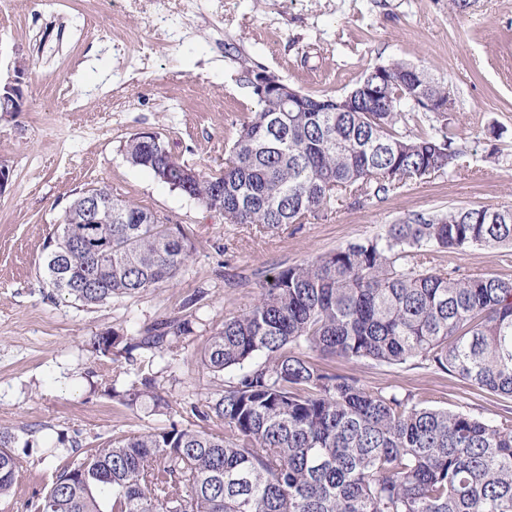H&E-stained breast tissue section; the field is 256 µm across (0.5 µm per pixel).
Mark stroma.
Listing matches in <instances>:
<instances>
[{"label":"stroma","mask_w":512,"mask_h":512,"mask_svg":"<svg viewBox=\"0 0 512 512\" xmlns=\"http://www.w3.org/2000/svg\"><path fill=\"white\" fill-rule=\"evenodd\" d=\"M469 2L460 11L448 0H56L40 15L34 0H14L0 19V83L17 78L19 63L27 70L23 110L0 112V164L12 173L0 194V429L34 430L36 445L15 446L19 477L0 512H28L61 462L58 441L84 449L166 427L212 396L217 384L199 354L274 271L416 216L512 207V0ZM396 60L451 87L460 168L410 181L383 201H347L328 218L274 230L228 224L123 156L125 141L149 129L180 160L222 168L257 108L249 70L338 97L367 68ZM103 185L180 228L195 254L165 287L85 305L58 296L42 265L65 209ZM426 264L512 279V248L434 252ZM168 318L188 322L170 349L141 347V330ZM107 331L120 341L104 356L91 342ZM312 359L425 407L488 420L512 412L511 399L415 360ZM147 364L169 403L160 413L152 401L118 398Z\"/></svg>","instance_id":"1"}]
</instances>
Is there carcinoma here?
Here are the masks:
<instances>
[{
    "instance_id": "obj_1",
    "label": "carcinoma",
    "mask_w": 512,
    "mask_h": 512,
    "mask_svg": "<svg viewBox=\"0 0 512 512\" xmlns=\"http://www.w3.org/2000/svg\"><path fill=\"white\" fill-rule=\"evenodd\" d=\"M412 65L382 70L388 89L355 98L302 94L294 112L258 109L240 123L224 168L196 171L189 184L168 142L147 147L131 136L129 164L222 211L226 224L277 229L325 216L336 203L380 202L412 179L456 171V127L426 116L429 128L402 133L419 117ZM224 192H219V185ZM129 222L102 205L95 224L62 217L46 282L84 305L161 288L189 266L194 246L162 219L122 202ZM112 245L97 264L72 240ZM512 246V208H465L392 224L384 237L357 241L278 270L243 312L212 331L200 365L218 379L215 396L193 403L181 423L72 451L31 512H512V417L491 421L422 407L409 395L373 392L322 369L306 352L390 365L421 359L477 388L512 398V280L458 277L424 267L423 252ZM412 262L400 264L406 249ZM64 264L70 281L56 279ZM185 324L144 330L139 345L160 353ZM259 354L263 363L254 365ZM127 404L167 406L155 379L132 383ZM219 420L224 434L208 432ZM17 435L0 430V496L18 471Z\"/></svg>"
}]
</instances>
